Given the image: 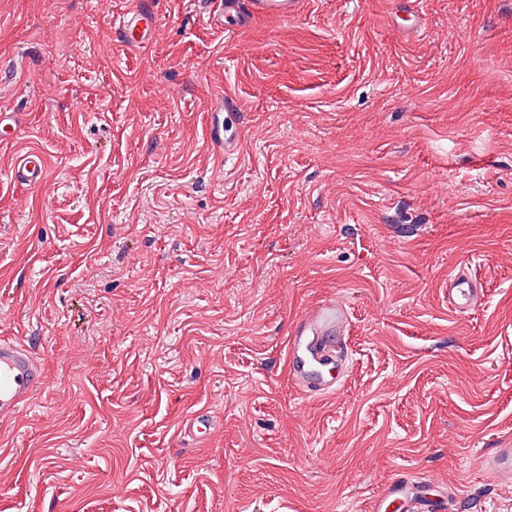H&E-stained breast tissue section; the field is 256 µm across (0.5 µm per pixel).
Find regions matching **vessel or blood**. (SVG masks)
I'll return each instance as SVG.
<instances>
[{"mask_svg": "<svg viewBox=\"0 0 512 512\" xmlns=\"http://www.w3.org/2000/svg\"><path fill=\"white\" fill-rule=\"evenodd\" d=\"M297 0H224L222 12L214 19L226 31L239 32L257 19L292 16ZM156 22L148 0L123 14L117 26V38L126 45L146 42ZM243 116L234 93L212 100L208 107L207 134L212 146L223 157L237 153L242 145ZM47 161L38 152L27 153L14 171L17 182L25 184L44 180ZM483 287L470 268L454 271L449 279L448 307L465 314L481 300ZM348 324L347 310L337 300L317 303L293 323L287 340L286 366L291 382L305 395L324 397L334 394L345 367L342 356ZM45 382L41 360L26 345L0 338V423L27 404ZM499 481L512 480V448H499L485 464ZM422 476L398 475L387 482L371 504V512H383L385 504L400 503L404 512H445L447 495L430 498L421 492Z\"/></svg>", "mask_w": 512, "mask_h": 512, "instance_id": "1", "label": "vessel or blood"}]
</instances>
